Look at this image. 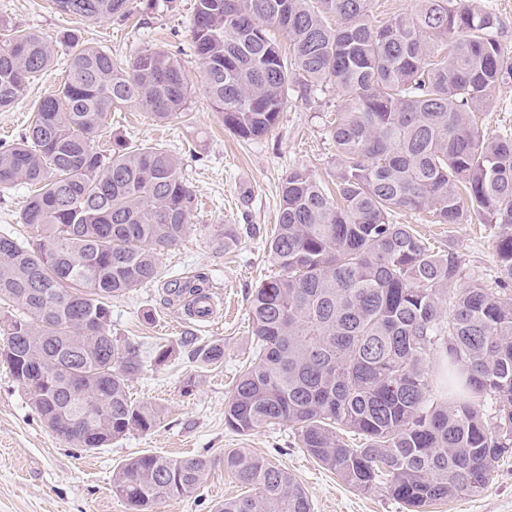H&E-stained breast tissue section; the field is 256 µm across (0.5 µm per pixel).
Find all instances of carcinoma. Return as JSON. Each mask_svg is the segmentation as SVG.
Segmentation results:
<instances>
[{"label": "carcinoma", "instance_id": "obj_1", "mask_svg": "<svg viewBox=\"0 0 512 512\" xmlns=\"http://www.w3.org/2000/svg\"><path fill=\"white\" fill-rule=\"evenodd\" d=\"M90 22L126 16L134 0H54ZM372 0H195L192 47L224 128L244 140L280 119L289 93L340 91L326 122L336 143L334 190L303 171L282 184L267 247L279 272L249 296L250 364L224 404V426L247 435L289 423L295 440L360 492L384 490L424 512L479 494L512 452V127L489 136L476 114L512 84L499 17L466 0H413L377 25ZM336 18V26L328 19ZM288 37V54L269 35ZM64 79L19 139L0 142V188L36 186L21 241L0 231V362L45 426L76 448L147 434L162 409L137 403L138 345L112 335V299L153 280L190 230L192 188L159 145L101 149L107 115L140 105L182 117L189 81L160 48L124 66L73 30L59 38ZM55 50L20 31L0 45V108L49 68ZM435 224L498 228L495 287L468 276L452 245L437 250L397 209ZM188 311L208 296L187 281ZM182 346L207 366L224 346ZM86 381L77 421L70 383ZM495 403L493 415L485 402ZM211 461L142 454L112 474L131 512L194 492ZM243 494L216 512H311L288 471L245 448L224 452Z\"/></svg>", "mask_w": 512, "mask_h": 512}]
</instances>
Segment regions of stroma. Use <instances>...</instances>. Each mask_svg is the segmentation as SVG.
Returning a JSON list of instances; mask_svg holds the SVG:
<instances>
[{
	"label": "stroma",
	"mask_w": 512,
	"mask_h": 512,
	"mask_svg": "<svg viewBox=\"0 0 512 512\" xmlns=\"http://www.w3.org/2000/svg\"><path fill=\"white\" fill-rule=\"evenodd\" d=\"M194 0H139L123 19L85 22L62 15L51 0H0V42L17 30L56 42L68 29L79 30L86 44L129 60L145 48L180 53L189 79L186 118L157 122L131 105L109 116L102 138L129 146L158 143L181 160V175L196 196L190 230L165 253L156 278L112 301V331L139 344L148 365L129 387L138 402L158 403L165 412L147 434L133 432L94 452L68 444L52 433L30 405L7 365L0 363V512H129L112 491V473L144 453L179 458L205 456L212 467L197 490L157 502L152 512H214L218 502L242 489L223 465L225 451L246 448L288 471L308 495L311 512H408L381 492L361 493L298 448L293 428L282 424L239 435L224 426V404L240 368L254 348L249 294L278 272L265 239L279 212L281 185L289 171L325 176L336 164V146L324 126L341 98H289L278 123L260 138L245 142L224 128L200 81L201 64L191 48ZM62 66L29 81L13 107L0 108V141L22 134L33 106L53 94L63 80ZM394 219L415 225L438 249L455 246L469 276L494 283L497 229L491 224H432L426 213L399 210ZM234 224L239 241L224 248L221 225ZM203 278L213 312L187 316L174 293L175 283ZM200 343L224 346L221 366L201 364L178 341L185 333ZM174 349L163 365L152 363L157 346ZM192 390H185L186 381ZM430 512H512V456L500 459L490 486L481 494H461L433 505Z\"/></svg>",
	"instance_id": "1"
}]
</instances>
